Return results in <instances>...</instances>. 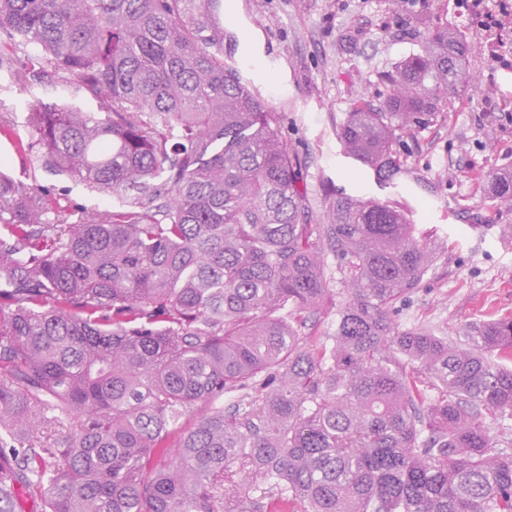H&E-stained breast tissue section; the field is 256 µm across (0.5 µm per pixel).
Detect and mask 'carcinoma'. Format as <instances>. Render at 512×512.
<instances>
[{"label": "carcinoma", "instance_id": "1", "mask_svg": "<svg viewBox=\"0 0 512 512\" xmlns=\"http://www.w3.org/2000/svg\"><path fill=\"white\" fill-rule=\"evenodd\" d=\"M220 8L0 0V65L99 103L32 108L28 152L124 195L75 220L0 172V512L21 489L37 512H512V367L491 359L512 361V319L459 342L394 326L438 244L360 197L317 219L278 116L198 20ZM416 24L422 52L339 129L385 178L473 79L471 43Z\"/></svg>", "mask_w": 512, "mask_h": 512}]
</instances>
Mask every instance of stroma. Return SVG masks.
Masks as SVG:
<instances>
[{
	"label": "stroma",
	"mask_w": 512,
	"mask_h": 512,
	"mask_svg": "<svg viewBox=\"0 0 512 512\" xmlns=\"http://www.w3.org/2000/svg\"><path fill=\"white\" fill-rule=\"evenodd\" d=\"M465 11L464 0H224L218 20L225 62L240 66L249 88L279 114L284 140L305 162L314 213L322 214L328 189L365 197L402 209L420 236L439 242L421 286L396 303L391 319L451 338L471 321L512 318V208L486 178L491 170L512 175V72L491 65L475 27H461ZM420 13L473 42L469 69L478 82L428 127L402 135V168L383 181L344 149L337 131L356 91L381 103L386 74L421 52ZM43 102L98 109L76 83L0 69V171L79 216L117 207V196L35 167L21 152L36 138L26 114Z\"/></svg>",
	"instance_id": "1"
}]
</instances>
